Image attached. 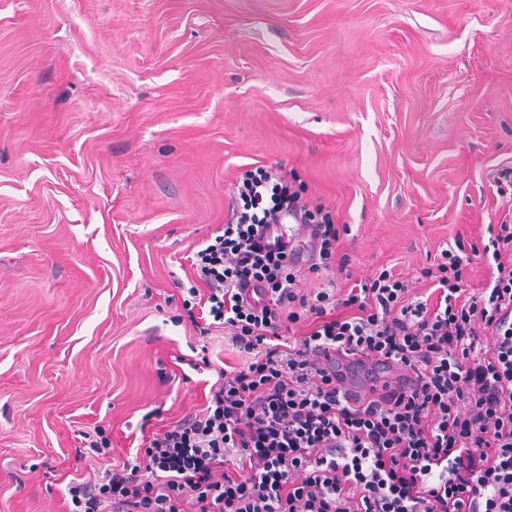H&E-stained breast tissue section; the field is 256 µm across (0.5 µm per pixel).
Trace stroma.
I'll return each instance as SVG.
<instances>
[{
	"mask_svg": "<svg viewBox=\"0 0 512 512\" xmlns=\"http://www.w3.org/2000/svg\"><path fill=\"white\" fill-rule=\"evenodd\" d=\"M246 164L351 227V277L302 292L386 265L427 293L504 215L512 0H0V512H64L242 366L178 283ZM97 425L111 461L76 455Z\"/></svg>",
	"mask_w": 512,
	"mask_h": 512,
	"instance_id": "obj_1",
	"label": "stroma"
}]
</instances>
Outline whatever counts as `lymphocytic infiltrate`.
Segmentation results:
<instances>
[{"label":"lymphocytic infiltrate","mask_w":512,"mask_h":512,"mask_svg":"<svg viewBox=\"0 0 512 512\" xmlns=\"http://www.w3.org/2000/svg\"><path fill=\"white\" fill-rule=\"evenodd\" d=\"M234 188L231 217L189 258L182 308L243 366L133 459L70 480L65 512H512V215L442 249L420 272L430 293L387 267L343 295L304 293L308 276L346 272L349 225L279 168ZM285 211L311 233L307 262L275 229ZM476 257L490 273L471 292ZM353 357L405 374L358 391L336 369Z\"/></svg>","instance_id":"obj_1"}]
</instances>
